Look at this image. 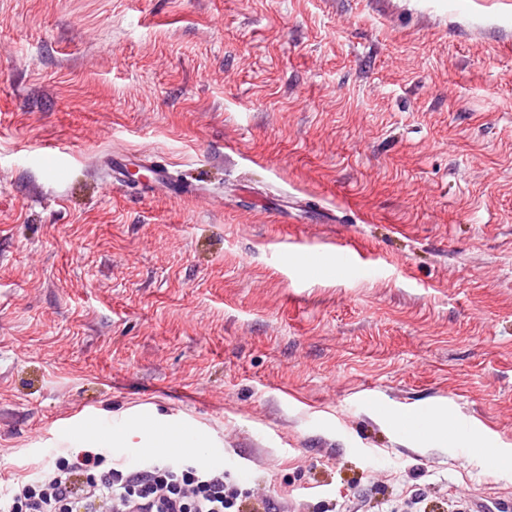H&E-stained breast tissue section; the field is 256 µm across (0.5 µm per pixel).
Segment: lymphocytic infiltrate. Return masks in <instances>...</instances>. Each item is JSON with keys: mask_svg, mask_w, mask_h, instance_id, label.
<instances>
[{"mask_svg": "<svg viewBox=\"0 0 512 512\" xmlns=\"http://www.w3.org/2000/svg\"><path fill=\"white\" fill-rule=\"evenodd\" d=\"M250 490L199 461L108 463L105 449L58 455L53 468L0 486V512H246Z\"/></svg>", "mask_w": 512, "mask_h": 512, "instance_id": "f902f5d3", "label": "lymphocytic infiltrate"}]
</instances>
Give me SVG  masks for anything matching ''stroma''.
<instances>
[{
  "label": "stroma",
  "instance_id": "stroma-1",
  "mask_svg": "<svg viewBox=\"0 0 512 512\" xmlns=\"http://www.w3.org/2000/svg\"><path fill=\"white\" fill-rule=\"evenodd\" d=\"M89 415L281 512L512 506V0H0V477ZM148 164L152 165V173L154 178L152 179V183L150 185L149 191L151 193H173L176 190H183L184 188L177 185L175 181L172 180L170 175V170L166 165H155L152 161H146Z\"/></svg>",
  "mask_w": 512,
  "mask_h": 512
}]
</instances>
